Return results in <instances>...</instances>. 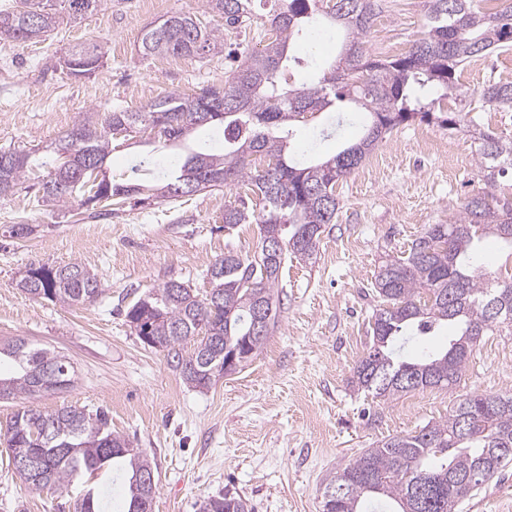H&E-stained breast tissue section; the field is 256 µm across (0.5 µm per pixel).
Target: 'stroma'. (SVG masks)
<instances>
[{
	"mask_svg": "<svg viewBox=\"0 0 512 512\" xmlns=\"http://www.w3.org/2000/svg\"><path fill=\"white\" fill-rule=\"evenodd\" d=\"M423 0H386L367 35L370 53L383 43L408 48L424 30ZM174 13L201 15V0H104L97 11L64 24L40 42L0 38V148L32 157L89 112L140 110L170 93L193 95L224 81L228 51L261 50L262 22L224 31V45L201 56L146 57L143 30ZM105 52L100 72L65 74L60 60L77 44ZM460 80L478 90L512 81V50L472 60ZM360 112H321L293 126L300 154L334 155L355 142ZM147 132L113 144L110 174L128 173L138 155L166 149ZM471 133L413 119L397 126L339 183L335 223L325 225L313 259L287 257L278 288V323L240 371L209 389L189 387L164 352L143 344L125 312L146 291L175 280L206 293L205 271L227 251L252 256L260 227H225L226 208L244 186L170 200L88 212L44 206L37 187L0 195V341L25 339L66 356L72 389L44 394L34 407L76 406L110 417L113 433L151 459L155 512H199L208 497L233 485L254 512H321L323 482L393 436L446 420L472 393L512 391V332L483 338L459 386L410 391L390 399L355 389L353 369L370 347L379 307L373 288L382 260L399 256L430 224L455 219L465 195L481 188ZM26 224L24 237L9 229ZM76 261L100 280L103 293L83 306L34 299L16 286L32 266ZM22 399L0 400V512H80L94 488L100 512H122L126 477L109 471L62 488L26 490L10 462L5 433ZM457 512H512V466L464 499Z\"/></svg>",
	"mask_w": 512,
	"mask_h": 512,
	"instance_id": "1",
	"label": "stroma"
}]
</instances>
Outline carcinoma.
I'll return each mask as SVG.
<instances>
[{
  "label": "carcinoma",
  "mask_w": 512,
  "mask_h": 512,
  "mask_svg": "<svg viewBox=\"0 0 512 512\" xmlns=\"http://www.w3.org/2000/svg\"><path fill=\"white\" fill-rule=\"evenodd\" d=\"M36 0H18L0 10V37L19 44L37 42L63 23H75L104 0H65L45 12L37 34L27 35V13ZM204 12L224 20L207 25L195 15L176 13L146 28L139 49L145 56H197L224 44V29L253 21L257 0H202ZM494 12L473 9L472 0H426V30L400 57L376 60L365 37L381 0H282L266 15L272 32L262 51L228 72L224 84L185 97L171 93L137 112H110L102 119L86 115L50 144L60 163L41 178L40 199L65 207L76 192L108 205L144 201L143 193L176 199L197 192L248 183L250 202L224 210V224H258L261 242L278 240L282 253L304 260L316 250L324 226L335 222L336 184L347 178L366 155L396 126L415 117L432 120L444 99L468 104L467 110L437 120L450 129L477 132V156L484 188L461 203L457 220L430 224L415 238L405 257L383 263L374 289L382 307L372 324V344L353 370L359 389L388 399L409 390L452 387L459 383L473 347L496 327H512V276L488 287V273L477 264V241L496 236L512 246V199L496 197L502 178L512 180V137L477 130L478 112L512 107V82H493L476 92L458 79L466 64L512 48V0H499ZM342 27L348 37L327 71L310 85L288 84L290 64L300 63L295 44L311 29ZM78 72L92 75L104 67L97 44L76 45L68 53ZM352 104L368 114L358 142L334 156L301 166L289 152L291 125L305 110L331 112ZM212 112L224 117L203 121ZM178 129L164 136V146L178 148L175 159L155 184L138 180L98 179L112 152L114 136L137 127L147 129L153 116ZM211 129L223 143L216 153L194 148L189 137ZM30 155L9 152L0 171V195L20 188L34 174ZM283 266L265 254L251 258L226 252L206 270L211 288L201 298L183 283L169 281L128 307L126 321L152 337L166 352L170 366L194 388L246 364L265 344L278 322ZM22 276L17 287L32 298L83 306L103 293L100 281L78 262L39 267ZM457 327L448 346L415 361L403 358L405 343L443 323ZM16 370L0 376V400L70 388L74 367L65 356L16 339L0 345V357ZM8 450L39 457L43 471L20 474L32 492L68 486L89 474L118 465L128 474L124 512H141L137 479L154 474L151 461L112 434L104 413L90 415L76 406L54 411L23 408L11 418ZM512 392L471 394L448 419L427 424L416 435L389 438L367 448L326 480L323 493H336L331 512H366L378 502L385 512H456L458 504L512 464ZM201 512H252L235 489L209 497Z\"/></svg>",
  "instance_id": "cac0c4a2"
}]
</instances>
